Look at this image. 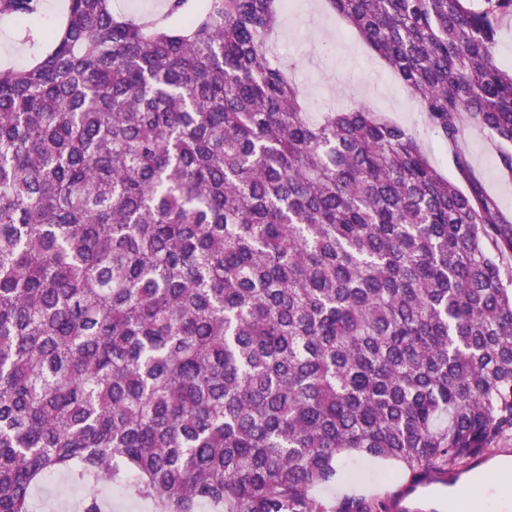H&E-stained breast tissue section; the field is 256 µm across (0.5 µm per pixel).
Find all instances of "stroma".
<instances>
[{
  "instance_id": "35a3bbf8",
  "label": "stroma",
  "mask_w": 512,
  "mask_h": 512,
  "mask_svg": "<svg viewBox=\"0 0 512 512\" xmlns=\"http://www.w3.org/2000/svg\"><path fill=\"white\" fill-rule=\"evenodd\" d=\"M296 2L294 12L281 13L271 44L294 60L296 82L313 108L326 106L345 110L362 104L408 126L430 163L441 175L456 183L461 177L452 164V153L454 148H461L487 192L498 200L505 213L512 215V178L501 171L499 147L486 131L466 127L458 146L446 145L387 66L370 54L323 0ZM340 466L354 473V481L323 488L318 492L319 498L333 501L353 493L382 497L403 479L402 471L391 469L384 462L344 456ZM82 494L81 488L71 486L65 479L53 478L36 491L35 512H74Z\"/></svg>"
}]
</instances>
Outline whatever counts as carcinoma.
<instances>
[{
    "mask_svg": "<svg viewBox=\"0 0 512 512\" xmlns=\"http://www.w3.org/2000/svg\"><path fill=\"white\" fill-rule=\"evenodd\" d=\"M446 143L512 176V0H326ZM283 0H66L0 71V512L49 475L152 512H384L343 454L457 470L512 437V221L465 152L312 119ZM40 0H0L34 30ZM473 172L483 181L487 192L496 198L503 211L512 215V180L499 167V146L486 131L468 126L459 141Z\"/></svg>",
    "mask_w": 512,
    "mask_h": 512,
    "instance_id": "obj_1",
    "label": "carcinoma"
}]
</instances>
